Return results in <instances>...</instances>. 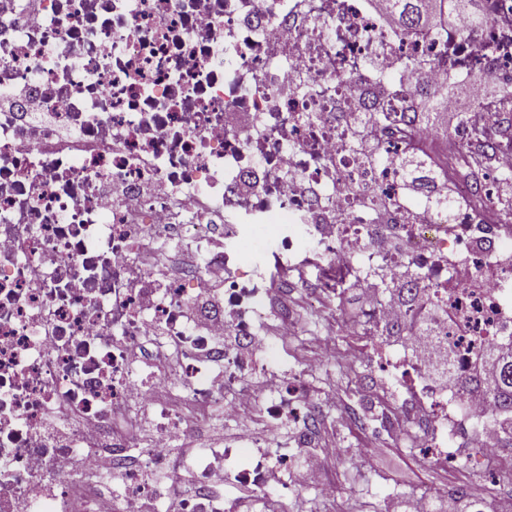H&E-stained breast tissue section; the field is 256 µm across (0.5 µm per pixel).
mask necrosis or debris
Here are the masks:
<instances>
[{"label": "necrosis or debris", "mask_w": 512, "mask_h": 512, "mask_svg": "<svg viewBox=\"0 0 512 512\" xmlns=\"http://www.w3.org/2000/svg\"><path fill=\"white\" fill-rule=\"evenodd\" d=\"M389 4L0 0V512H240L228 481L280 512L270 489L293 449L322 453L309 366L250 389L292 334L284 310L281 331L264 329L268 281L292 263L319 271L311 311L368 282L355 361L389 336L425 337L455 344L465 377L478 347L512 335V215L460 170L487 107L460 114L444 154L438 128L408 117L420 66L442 92L477 72L512 82V0H481L467 33L453 23L420 41ZM359 137L390 164L366 165ZM402 154L456 183L457 202L392 205ZM156 182L166 193L149 192ZM164 241L195 252L174 277L155 262ZM405 266L408 294L390 298ZM215 272L209 301L200 284ZM153 336L162 356L135 363ZM378 366L400 384L371 398L386 432L441 464L462 430L495 469L512 468L489 399L443 393L404 354ZM218 406L249 419L215 447L198 437ZM146 410L150 438L119 428ZM291 420L289 450L261 453L264 428ZM186 440L194 453H176Z\"/></svg>", "instance_id": "4bbe7bcc"}]
</instances>
